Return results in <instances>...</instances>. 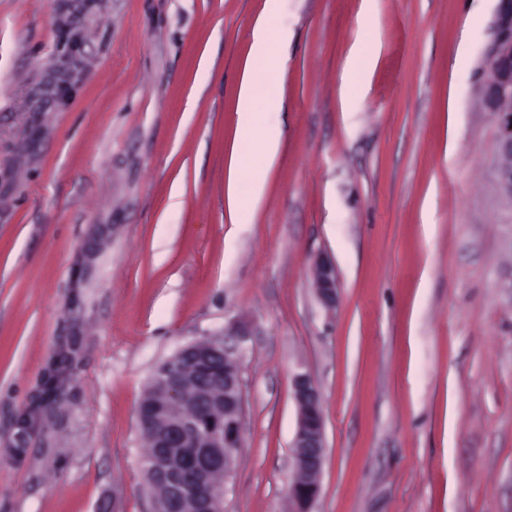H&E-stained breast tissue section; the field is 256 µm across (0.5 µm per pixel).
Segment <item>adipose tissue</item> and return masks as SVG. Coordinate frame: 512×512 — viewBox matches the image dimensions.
Returning <instances> with one entry per match:
<instances>
[{
    "label": "adipose tissue",
    "mask_w": 512,
    "mask_h": 512,
    "mask_svg": "<svg viewBox=\"0 0 512 512\" xmlns=\"http://www.w3.org/2000/svg\"><path fill=\"white\" fill-rule=\"evenodd\" d=\"M279 4L280 0H266L242 72L237 139L228 176V203L234 213L260 199L265 189L266 173L280 144V131L261 127L263 114L280 109L282 103L278 75L283 65L281 46L287 41L288 32L274 24ZM258 131L263 134V148L255 157L251 154V142L253 134Z\"/></svg>",
    "instance_id": "ef3b65f1"
}]
</instances>
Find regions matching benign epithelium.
<instances>
[{"instance_id":"benign-epithelium-1","label":"benign epithelium","mask_w":512,"mask_h":512,"mask_svg":"<svg viewBox=\"0 0 512 512\" xmlns=\"http://www.w3.org/2000/svg\"><path fill=\"white\" fill-rule=\"evenodd\" d=\"M481 96L486 111L496 115L498 187L512 201V0H497L495 36L481 67ZM312 281L319 302L335 308L334 265L317 259ZM248 336L245 322L230 320L224 333L181 347L155 371L137 411L152 445L145 473L155 512H224L226 480L244 445L240 352ZM292 397L298 418L288 495L292 512H311L320 493L325 443L320 392L310 374L293 375Z\"/></svg>"}]
</instances>
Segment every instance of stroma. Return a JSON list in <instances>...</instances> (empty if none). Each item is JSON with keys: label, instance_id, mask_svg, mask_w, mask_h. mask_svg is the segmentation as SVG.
Listing matches in <instances>:
<instances>
[{"label": "stroma", "instance_id": "obj_1", "mask_svg": "<svg viewBox=\"0 0 512 512\" xmlns=\"http://www.w3.org/2000/svg\"><path fill=\"white\" fill-rule=\"evenodd\" d=\"M263 6L0 0V512H154L139 402L235 318L224 512H289L299 369L325 420L311 512H512V202L478 81L496 0H283L280 151L235 224ZM372 58L367 55L365 50L358 45L352 47L346 65V74L348 76L347 92L352 95L357 89V78L370 66ZM312 281L319 302L327 309L335 308L338 301L336 270L328 259L318 258L315 261Z\"/></svg>", "mask_w": 512, "mask_h": 512}]
</instances>
